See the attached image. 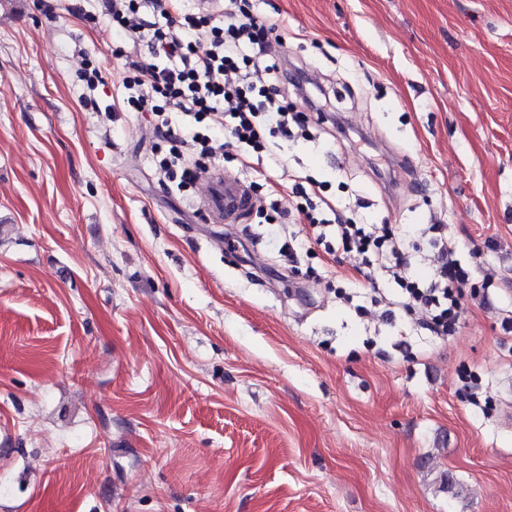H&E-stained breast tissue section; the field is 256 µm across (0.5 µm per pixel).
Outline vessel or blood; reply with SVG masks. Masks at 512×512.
I'll list each match as a JSON object with an SVG mask.
<instances>
[{
  "label": "vessel or blood",
  "mask_w": 512,
  "mask_h": 512,
  "mask_svg": "<svg viewBox=\"0 0 512 512\" xmlns=\"http://www.w3.org/2000/svg\"><path fill=\"white\" fill-rule=\"evenodd\" d=\"M252 205L250 188L244 181L219 171L209 174L208 191L201 201V208L211 223H239Z\"/></svg>",
  "instance_id": "b4317fda"
}]
</instances>
